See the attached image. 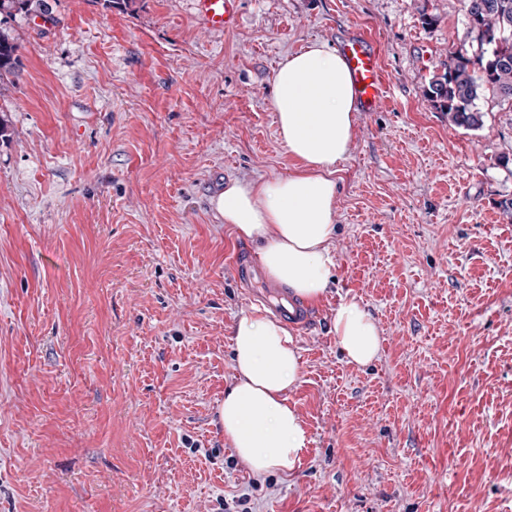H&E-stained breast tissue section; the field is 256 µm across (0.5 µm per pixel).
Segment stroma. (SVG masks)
<instances>
[{"instance_id": "obj_1", "label": "stroma", "mask_w": 512, "mask_h": 512, "mask_svg": "<svg viewBox=\"0 0 512 512\" xmlns=\"http://www.w3.org/2000/svg\"><path fill=\"white\" fill-rule=\"evenodd\" d=\"M0 88V512H512V112L451 124L425 95L465 31L460 0H44ZM436 16L433 26L422 14ZM377 41L388 101L339 164L332 280L295 331L286 396L309 442L292 473L236 461L218 409L258 261L211 178L287 174L279 62L350 29ZM381 331L348 362L332 317ZM239 0H193L194 16L208 31L223 33L238 23ZM333 332L349 363L365 366L374 361L381 351L379 329L356 298L343 300L332 318Z\"/></svg>"}]
</instances>
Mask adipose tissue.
Masks as SVG:
<instances>
[{
	"instance_id": "obj_1",
	"label": "adipose tissue",
	"mask_w": 512,
	"mask_h": 512,
	"mask_svg": "<svg viewBox=\"0 0 512 512\" xmlns=\"http://www.w3.org/2000/svg\"><path fill=\"white\" fill-rule=\"evenodd\" d=\"M273 84L277 132L294 169L229 182L216 210L237 238L257 244L271 279L313 302L325 294L333 264L337 165L354 142L352 81L344 58L314 42L281 60ZM332 324L349 362L364 366L379 356V329L360 301L343 300ZM231 336L237 381L218 410L224 436L252 473L294 471L308 441L285 395L297 379V342L258 308L236 319Z\"/></svg>"
}]
</instances>
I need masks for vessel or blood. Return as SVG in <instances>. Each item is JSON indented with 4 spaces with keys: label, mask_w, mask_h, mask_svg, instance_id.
Here are the masks:
<instances>
[{
    "label": "vessel or blood",
    "mask_w": 512,
    "mask_h": 512,
    "mask_svg": "<svg viewBox=\"0 0 512 512\" xmlns=\"http://www.w3.org/2000/svg\"><path fill=\"white\" fill-rule=\"evenodd\" d=\"M238 4L239 0H193L194 16L208 31H229L238 23ZM339 50L351 72L360 111H378L387 99L389 85L374 38L364 29H353L342 39ZM257 300L270 305L281 318L298 327H305L311 321L308 307L278 290L265 289Z\"/></svg>",
    "instance_id": "obj_1"
}]
</instances>
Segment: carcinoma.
I'll list each match as a JSON object with an SVG mask.
<instances>
[{
	"label": "carcinoma",
	"mask_w": 512,
	"mask_h": 512,
	"mask_svg": "<svg viewBox=\"0 0 512 512\" xmlns=\"http://www.w3.org/2000/svg\"><path fill=\"white\" fill-rule=\"evenodd\" d=\"M43 0H0V86L9 82L20 64V45L10 23L38 13ZM465 38L448 54L429 79L426 95L432 106L448 114L458 127L483 125L478 102L497 100L512 111V37L493 57L484 40L502 31L512 34V0H462Z\"/></svg>",
	"instance_id": "obj_1"
}]
</instances>
